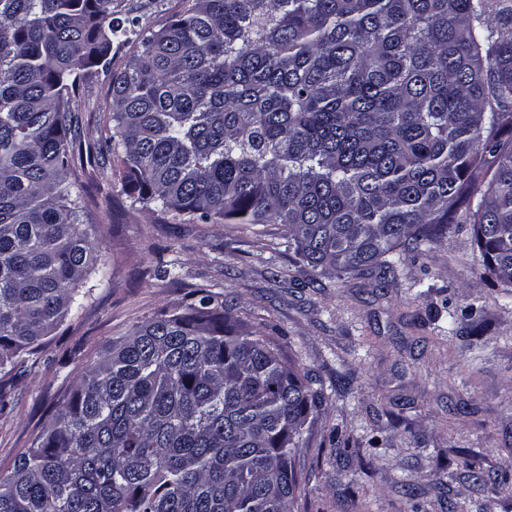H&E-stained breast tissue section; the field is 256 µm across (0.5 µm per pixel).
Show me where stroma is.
Instances as JSON below:
<instances>
[{
    "label": "stroma",
    "mask_w": 512,
    "mask_h": 512,
    "mask_svg": "<svg viewBox=\"0 0 512 512\" xmlns=\"http://www.w3.org/2000/svg\"><path fill=\"white\" fill-rule=\"evenodd\" d=\"M143 31L187 0H122ZM108 77L80 94L79 138L112 135ZM104 263L72 309L12 372L0 408V474L31 448L61 398L112 338L199 288L223 293L284 356L317 380L326 405L293 452L298 512H512V288L485 269L472 224L454 219L431 249H401L386 287L314 274L280 224L160 221L112 176V155L84 153ZM475 468H462L463 458Z\"/></svg>",
    "instance_id": "1"
}]
</instances>
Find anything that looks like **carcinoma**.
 Here are the masks:
<instances>
[{
    "mask_svg": "<svg viewBox=\"0 0 512 512\" xmlns=\"http://www.w3.org/2000/svg\"><path fill=\"white\" fill-rule=\"evenodd\" d=\"M114 0H0V371L80 306L99 229L69 136L112 86L113 175L163 217L282 224L314 271L395 274L462 206L512 286V0H188L138 35ZM200 290L112 339L0 478V512H295L323 405Z\"/></svg>",
    "mask_w": 512,
    "mask_h": 512,
    "instance_id": "1",
    "label": "carcinoma"
}]
</instances>
